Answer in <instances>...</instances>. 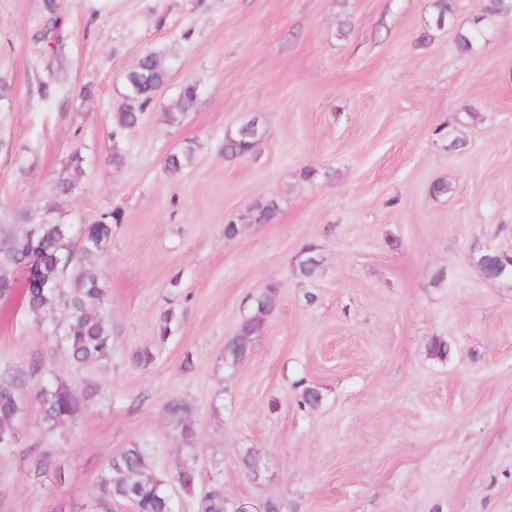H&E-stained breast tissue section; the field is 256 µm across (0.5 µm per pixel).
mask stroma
<instances>
[{
    "label": "stroma",
    "instance_id": "obj_1",
    "mask_svg": "<svg viewBox=\"0 0 512 512\" xmlns=\"http://www.w3.org/2000/svg\"><path fill=\"white\" fill-rule=\"evenodd\" d=\"M482 6L456 0L438 27L432 0H56L67 91L46 98L51 15L43 0H0L12 91L0 224L79 231L122 214L86 259L107 290L110 360L74 363L20 297L0 300V374L20 378L23 405L17 446L0 448V512H80L127 448L172 482L184 456L174 398L195 410L199 486L228 498L281 512H512V279L489 282L474 263L512 252V13L460 53L456 34ZM149 52L168 80L113 136L124 76ZM189 81L195 109L165 123ZM465 109L467 147L454 151L437 129ZM257 113L255 154L225 158V134ZM189 142L194 165L169 172ZM71 176L72 193L52 196ZM441 179L451 191L433 195ZM271 198V223L225 239L228 221ZM310 242L322 263L305 281L293 269ZM271 284L265 333L228 366L225 342ZM436 339L446 358L430 355ZM145 348L151 362L136 363ZM52 379L83 398L54 427L34 397ZM305 388L317 407H298ZM251 450L256 474L242 464ZM39 453L63 478L32 476Z\"/></svg>",
    "mask_w": 512,
    "mask_h": 512
}]
</instances>
